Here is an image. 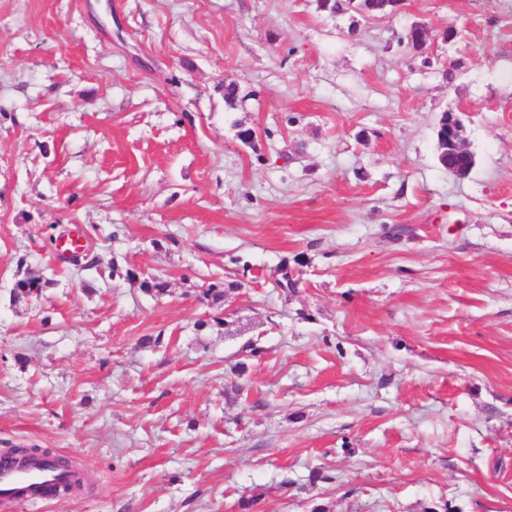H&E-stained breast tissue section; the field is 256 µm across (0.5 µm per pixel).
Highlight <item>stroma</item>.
I'll return each mask as SVG.
<instances>
[{"instance_id":"35a3bbf8","label":"stroma","mask_w":512,"mask_h":512,"mask_svg":"<svg viewBox=\"0 0 512 512\" xmlns=\"http://www.w3.org/2000/svg\"><path fill=\"white\" fill-rule=\"evenodd\" d=\"M31 445L87 485L0 512H512V0H0V452ZM463 124L452 112H444L439 121L438 142L444 148L443 156L448 157V152L456 153L460 158L468 155L463 147Z\"/></svg>"}]
</instances>
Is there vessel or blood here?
Instances as JSON below:
<instances>
[{
    "mask_svg": "<svg viewBox=\"0 0 512 512\" xmlns=\"http://www.w3.org/2000/svg\"><path fill=\"white\" fill-rule=\"evenodd\" d=\"M70 471L37 461L27 467L0 465V498L16 504H33L48 500L54 487L69 484Z\"/></svg>",
    "mask_w": 512,
    "mask_h": 512,
    "instance_id": "vessel-or-blood-1",
    "label": "vessel or blood"
}]
</instances>
